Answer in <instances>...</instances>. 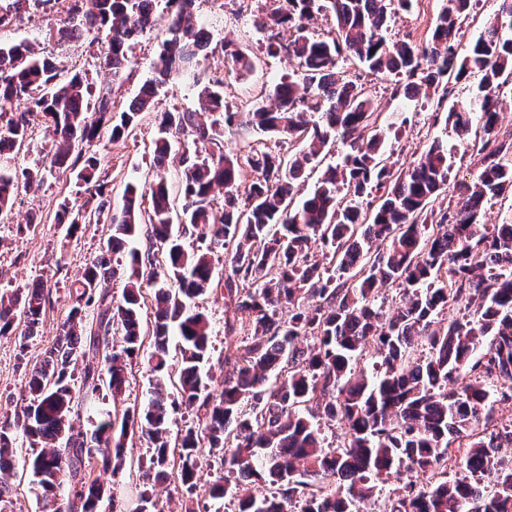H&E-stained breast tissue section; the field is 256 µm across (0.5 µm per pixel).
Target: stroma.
Segmentation results:
<instances>
[{
  "label": "stroma",
  "instance_id": "obj_1",
  "mask_svg": "<svg viewBox=\"0 0 512 512\" xmlns=\"http://www.w3.org/2000/svg\"><path fill=\"white\" fill-rule=\"evenodd\" d=\"M446 0H419L411 12L401 14L392 25L396 37L410 36L417 42L427 40L437 13ZM265 0H196L193 13L203 23L209 35L208 54L202 59L203 84L217 86L224 102L240 108L243 102L258 94L261 87L271 84L281 75L292 71L287 54L267 56L265 40L257 33L251 20L263 8ZM166 0H159L156 22L152 29L140 36L132 47V71L120 88L115 89L117 104L129 102L140 85L153 75V65L168 37L171 18ZM65 0H51L50 4L30 7L22 22L0 30V43L27 40L53 56L69 70H85L94 74L99 85L110 83L107 71L96 68L97 57L104 46L95 33L82 32L67 41L59 40L57 30L67 20ZM233 40L251 56L255 68L247 76H236L224 57L225 41ZM362 82L370 94L379 125H387L395 115H403L406 122L399 140H387L386 154L394 166L404 168L416 160L433 139L446 141L452 156V172L448 187L431 204L433 211L444 209L451 196L457 195L460 184L471 181L481 169V158L470 147L469 141L459 139L449 128L446 112L431 111L421 99L392 97L389 77L362 75ZM203 106L200 86H186L173 81L160 90L155 112L143 113L135 130L115 141L109 131H102L92 150L99 160L100 182L111 211L123 207L124 189L128 184H148L154 175L152 168L153 141L157 133L156 112L194 111ZM30 145L7 159L10 169L43 166L41 185L19 188L10 211L0 214V293L17 288H28L44 283L46 304L32 337H25L23 329L0 335V426L14 423L25 406L24 390L33 368L56 342L61 326L73 305L72 286L80 280L86 264L101 256L112 233L110 223L93 221L80 225L74 234H67L57 224L56 213L61 203L74 201L79 191L75 167L51 166L47 155L50 140L44 120L33 117L29 128ZM225 150L241 155L249 149L272 150L281 155L298 152L300 141L285 137H271L247 127L225 130ZM35 224H28V217ZM216 282L206 294L195 298L192 310L203 312L212 325L211 347L204 370L208 393L218 394L222 381L236 361L235 351L224 344V255L215 253ZM150 346H143L128 368V378L122 395L124 406H143L150 397L152 376L147 359ZM16 448L15 468L6 479L8 492L0 496V512H46L42 491L35 484L28 468L33 448L21 431H14ZM150 452L146 438L135 436L125 442L127 467L122 473L112 474L93 466L92 478L105 490L99 512H133L141 492H149L164 512H185L188 498L177 482L163 479L143 484L136 466ZM199 503L195 512H236L239 490L229 489L224 498L213 499L209 488L225 475L221 456L202 451L196 458Z\"/></svg>",
  "mask_w": 512,
  "mask_h": 512
}]
</instances>
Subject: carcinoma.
<instances>
[{
    "label": "carcinoma",
    "instance_id": "1",
    "mask_svg": "<svg viewBox=\"0 0 512 512\" xmlns=\"http://www.w3.org/2000/svg\"><path fill=\"white\" fill-rule=\"evenodd\" d=\"M28 0H0V29L16 20ZM68 25L58 29L65 40L86 29L104 37L98 66L110 71L112 84L96 87L88 73L63 76L51 56L33 44H0V152L28 141L31 116L47 120L51 163L83 161L81 189L97 199L94 215L105 214L98 159L87 147L102 128L119 139L154 108L159 87L179 79L199 83L197 59L208 39L193 17L195 0H168L174 7L169 37L155 76L141 86L128 105L116 111L114 87L131 65V43L150 28L155 0H69ZM416 0H266L269 9L253 20L266 34V53L281 52L296 61V71L266 86L258 102L243 112L224 106V96L201 89L211 122L200 112H162L158 117L150 184L151 207L141 212L143 192L125 189L120 214L111 217L112 235L105 254L85 269L75 286V302L57 343L26 384L27 405L16 426L41 446L29 461L51 512L60 476L73 482L72 507L98 512L103 491L86 480L85 463L96 456L102 468L118 472L124 465L128 436L146 434L152 451L139 463L151 481L172 476L188 493L197 488L195 459L206 448L224 452V468L237 474L251 491L239 499V512H361L374 480L401 466L426 482L409 485L407 495L389 501L386 512H512V419L501 425L493 417L495 401H512V218L501 224L481 222L487 205L512 191V128L502 127L500 92L512 87V22L494 17L465 55L458 52L459 30L473 0H447L431 28L417 44L408 36L388 38L398 12ZM334 17L331 34L308 31L314 13ZM294 38L283 43L279 30ZM224 56L244 76L253 61L234 42H224ZM350 63L373 75L395 77L413 96L429 98L441 89L439 110L459 82L480 77L467 108L448 110L460 136L473 135L472 148L482 169L471 184L458 189L445 210H429L447 189L452 161L440 139L418 160L394 170L383 158L391 128L377 125L361 74H347ZM246 124L270 136H303L307 149L284 158L255 151L246 162L224 152L201 155L185 150L181 158V218L173 217V199L163 173L172 138L192 143L217 141V124ZM340 142L341 161L326 166L312 192L294 198L298 181L322 162L326 146ZM258 176L242 185L244 166ZM42 181V169L21 175L0 172V213L9 210L20 183ZM224 188V203L214 205L213 191ZM87 218L86 205L62 204L57 223L67 232ZM149 225L147 237L166 254L161 269H145L136 249H126ZM200 230V245L189 250L183 234ZM228 256L224 280V340L235 339L247 316L254 336L243 347L224 388L216 397L201 396V368L209 359L211 328L207 316L187 308V301L211 288V247ZM317 243L326 247L322 259ZM128 251L126 267L114 266L108 253ZM123 279L121 299L98 286ZM397 284L399 299L386 310L380 286ZM155 286L156 315L151 336L141 332L139 310L143 285ZM321 303L310 306L309 301ZM465 300L473 310L463 319L443 323L449 301ZM44 284L25 292L0 295V335L23 319L25 335L39 323ZM97 310L88 321L87 308ZM288 310V317L280 316ZM180 339L179 365L168 358L171 336ZM149 340L155 384L146 406L126 408L96 422L88 434L74 424V406L99 391V370L88 363L81 386L71 365L85 350L104 352L112 400L121 398L126 361ZM426 355L410 356L415 344ZM172 384L185 406L205 410L201 431L189 429L171 449L167 425L173 403ZM346 424L343 445H324L318 417ZM468 448L462 464L471 478L449 480V445ZM15 448L9 429L0 427V475L12 468Z\"/></svg>",
    "mask_w": 512,
    "mask_h": 512
}]
</instances>
